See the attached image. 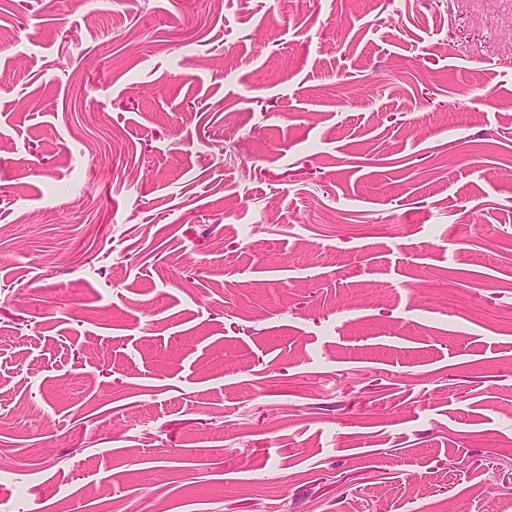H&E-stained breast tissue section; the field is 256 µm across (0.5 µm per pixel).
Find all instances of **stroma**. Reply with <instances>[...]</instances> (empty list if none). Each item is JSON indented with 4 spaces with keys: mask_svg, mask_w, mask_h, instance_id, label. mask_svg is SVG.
<instances>
[{
    "mask_svg": "<svg viewBox=\"0 0 512 512\" xmlns=\"http://www.w3.org/2000/svg\"><path fill=\"white\" fill-rule=\"evenodd\" d=\"M0 512H512V0H0Z\"/></svg>",
    "mask_w": 512,
    "mask_h": 512,
    "instance_id": "35a3bbf8",
    "label": "stroma"
}]
</instances>
